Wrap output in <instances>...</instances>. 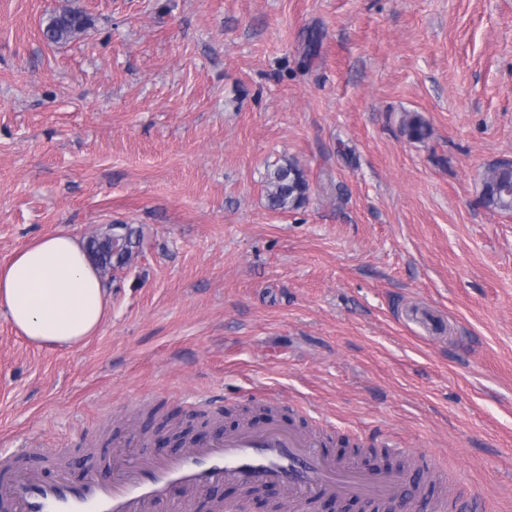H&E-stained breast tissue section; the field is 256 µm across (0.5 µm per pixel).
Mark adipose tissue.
<instances>
[{
  "label": "adipose tissue",
  "instance_id": "ef3b65f1",
  "mask_svg": "<svg viewBox=\"0 0 512 512\" xmlns=\"http://www.w3.org/2000/svg\"><path fill=\"white\" fill-rule=\"evenodd\" d=\"M106 285L83 245L57 231L18 249L0 266V312L37 347H71L96 334Z\"/></svg>",
  "mask_w": 512,
  "mask_h": 512
}]
</instances>
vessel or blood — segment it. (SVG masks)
<instances>
[{"mask_svg":"<svg viewBox=\"0 0 512 512\" xmlns=\"http://www.w3.org/2000/svg\"><path fill=\"white\" fill-rule=\"evenodd\" d=\"M408 482L401 470L373 471L360 460L330 457L315 435L275 418L185 441L166 456L108 463L79 484L60 470H16L14 455L0 454V505L7 512H177L221 483L282 489L285 512H305L324 497L394 502Z\"/></svg>","mask_w":512,"mask_h":512,"instance_id":"obj_1","label":"vessel or blood"}]
</instances>
